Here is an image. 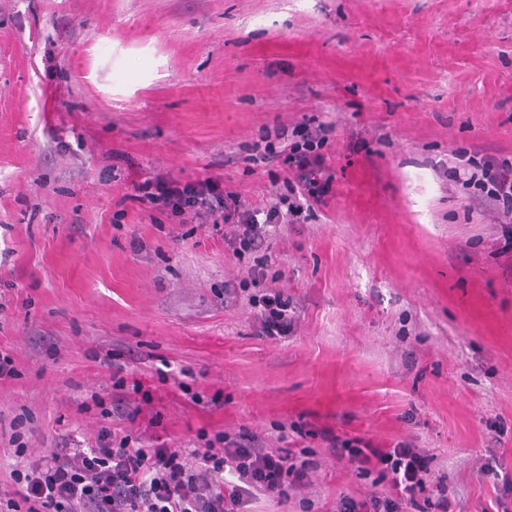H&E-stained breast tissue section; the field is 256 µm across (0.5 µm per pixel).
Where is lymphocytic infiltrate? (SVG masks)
<instances>
[{
    "label": "lymphocytic infiltrate",
    "mask_w": 512,
    "mask_h": 512,
    "mask_svg": "<svg viewBox=\"0 0 512 512\" xmlns=\"http://www.w3.org/2000/svg\"><path fill=\"white\" fill-rule=\"evenodd\" d=\"M330 124L264 129L252 145L255 160L288 174L287 194L249 206L221 181L183 182L166 174L144 176L134 186L145 213L164 214L205 226L222 237L244 270L235 293L254 310L261 335L284 336L295 322L292 301L277 288L266 253L270 227L304 223L331 189L323 153ZM461 188L479 190L485 203L512 215V161L483 156L455 168ZM112 388L118 399L91 395L83 411L97 415L94 446L54 448L37 462L9 472L11 493L0 512H247L260 498L276 504L298 500L313 512L311 475L317 462L307 451L270 447L249 429L200 432L176 445H155L133 429L150 395L131 376L120 353L110 352ZM337 457L363 473H377L381 492L342 498L336 512H452L444 485L435 482L433 458L405 443L373 448L361 438L340 437Z\"/></svg>",
    "instance_id": "obj_1"
}]
</instances>
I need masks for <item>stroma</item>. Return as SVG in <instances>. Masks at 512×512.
<instances>
[{"label": "stroma", "instance_id": "35a3bbf8", "mask_svg": "<svg viewBox=\"0 0 512 512\" xmlns=\"http://www.w3.org/2000/svg\"><path fill=\"white\" fill-rule=\"evenodd\" d=\"M312 118L334 125L335 179L267 240L299 306L269 339L223 293L242 277L223 239L151 221L133 185L155 171L272 199L247 146ZM487 153L512 158V0H0V349L19 372L0 380V441L24 408L27 460L94 445L77 406L111 396L119 350L154 444L291 423L329 508L375 491L334 435L405 442L463 512H512V251L448 177Z\"/></svg>", "mask_w": 512, "mask_h": 512}]
</instances>
